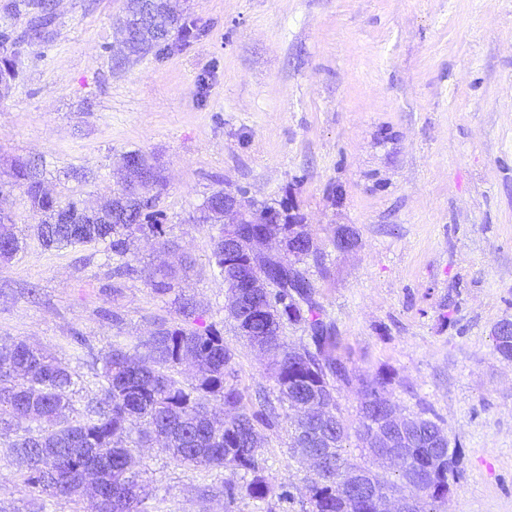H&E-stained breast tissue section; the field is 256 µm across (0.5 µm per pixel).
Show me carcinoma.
I'll return each mask as SVG.
<instances>
[{"label":"carcinoma","instance_id":"1","mask_svg":"<svg viewBox=\"0 0 512 512\" xmlns=\"http://www.w3.org/2000/svg\"><path fill=\"white\" fill-rule=\"evenodd\" d=\"M28 9L26 28L15 37L0 30V43H32L48 36L55 23V0H22L11 14ZM133 24L120 66L131 57H144L169 45L172 33L184 42L201 34L197 21L188 14H174L163 0H124L118 22ZM14 183L24 187L32 209L44 214L33 225L47 248H64L91 242H106L113 255H127V239L139 232L157 240L162 249L171 247L156 210L157 191L164 186L161 168L151 174L153 201L140 207L131 199L137 182L125 181L96 214L76 210V201L60 202L42 187L38 164L19 160L13 167ZM19 250L13 222L0 212V257L7 262ZM212 258L220 276L233 283L236 268L251 260L241 250L224 256V236L213 238ZM293 264L288 253L280 261L256 267V273L283 283L281 273ZM172 269L147 271L149 285L158 293L172 289ZM243 299L241 317L234 329L248 344L274 357L273 377L279 401L294 406L300 397L317 402L319 412L309 421L294 422L288 452L307 462L313 448L330 446L323 468L307 471L301 512H374L369 499L345 497L339 488L343 476L358 473L384 492L395 488L386 473L373 469L378 457L392 455L390 448H366L365 436L379 424L384 400L382 378L357 377L360 398L358 425L344 417L339 386L352 383L346 364L336 356V328L314 299V287L281 288L264 292L255 288H229ZM304 325L310 342L288 344L279 322ZM187 356L198 360L196 384L185 388L174 371ZM233 354L217 331L189 329L166 322L156 324L147 343V354L138 349L114 346L101 357L97 373L103 398L73 416L78 375L50 353L24 340L0 346V428L23 421L31 423L25 433L9 443L10 453L22 467V484L29 496L65 499L77 512H148L141 494L142 471L137 469L134 448L161 443L171 458L199 467H232L243 483L224 481V499L231 506L239 494L264 502L270 488L263 475L264 431L276 425L278 415L264 402L249 401L236 381ZM415 436L412 447L402 449L396 469L414 506L408 512H435V504L448 497L449 481L456 480L459 459L450 449L445 429L425 412L413 413ZM362 448V459L345 457L351 441ZM91 470L98 478L97 495L84 498L82 475Z\"/></svg>","mask_w":512,"mask_h":512}]
</instances>
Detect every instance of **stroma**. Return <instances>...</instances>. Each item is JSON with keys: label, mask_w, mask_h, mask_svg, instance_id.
Returning <instances> with one entry per match:
<instances>
[{"label": "stroma", "mask_w": 512, "mask_h": 512, "mask_svg": "<svg viewBox=\"0 0 512 512\" xmlns=\"http://www.w3.org/2000/svg\"><path fill=\"white\" fill-rule=\"evenodd\" d=\"M201 36L117 64L123 0H56L45 42L0 45L16 77L0 98V208L19 252L0 263V345L24 339L79 373L77 409L99 400L112 345L144 343L157 322L221 333L246 393L276 396L273 360L239 339L212 263L218 226L197 223L213 191L255 207L293 201L319 259L302 271L336 326L339 355L383 375L403 413L448 431L459 474L440 512H512V362L495 350L512 322V0H175ZM163 166L166 235L194 260L165 294L145 280L161 256L135 239L130 275L107 243L45 248L15 161L39 165L58 201L95 206L118 188L122 155ZM354 245L337 249L341 229ZM286 415L267 431L266 503L226 507L231 472L141 451L149 512H300L304 467ZM0 431V512H72L31 500ZM290 492L294 500L278 499Z\"/></svg>", "instance_id": "stroma-1"}]
</instances>
